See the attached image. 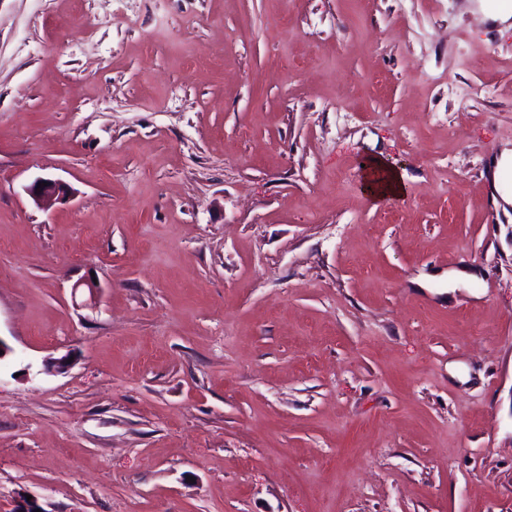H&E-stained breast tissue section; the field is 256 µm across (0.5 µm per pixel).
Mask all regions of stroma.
I'll return each mask as SVG.
<instances>
[{
  "mask_svg": "<svg viewBox=\"0 0 512 512\" xmlns=\"http://www.w3.org/2000/svg\"><path fill=\"white\" fill-rule=\"evenodd\" d=\"M474 2L0 0V512H512ZM366 169L365 191L372 201L403 195L405 191L403 176L382 159H371ZM47 182V186L38 187V183ZM27 191L32 198L42 205H50L52 201L65 200L72 196L73 189L69 184L58 179L40 178L35 180Z\"/></svg>",
  "mask_w": 512,
  "mask_h": 512,
  "instance_id": "1",
  "label": "stroma"
}]
</instances>
